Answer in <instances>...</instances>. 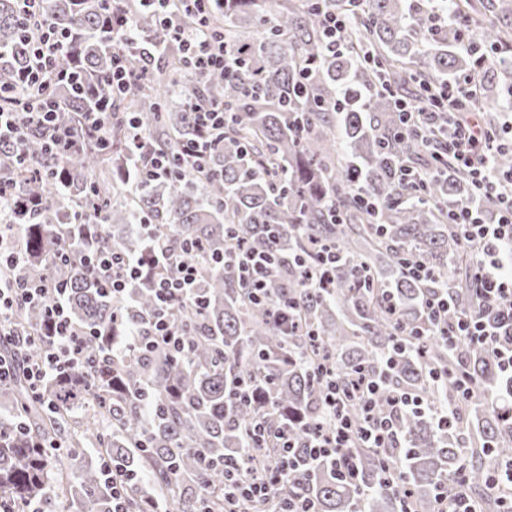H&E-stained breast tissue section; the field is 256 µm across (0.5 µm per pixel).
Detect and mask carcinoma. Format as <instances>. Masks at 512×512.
<instances>
[{"instance_id": "obj_1", "label": "carcinoma", "mask_w": 512, "mask_h": 512, "mask_svg": "<svg viewBox=\"0 0 512 512\" xmlns=\"http://www.w3.org/2000/svg\"><path fill=\"white\" fill-rule=\"evenodd\" d=\"M121 5L134 23L116 44L103 33L112 0H43L40 8L57 30L71 33L66 62L99 86L110 106L137 113L156 144L196 138L194 112L208 99L230 110L224 144L209 154L207 179L185 165L170 180L137 186L131 174L139 157L116 121L109 145L84 142L67 157L62 178L16 177L18 194L42 201L33 216L17 215L12 201H0V225L24 223V278L47 277L49 250L61 248L60 212L68 200L83 213L92 240L140 261L145 274L120 308L85 267H56L68 282L70 317L100 336L88 341L89 370L51 380L42 399L33 397L21 371L0 385V399L11 408L0 419V499L43 504L69 498L73 512H112L100 460L73 474L62 464L64 456L97 439L100 452L144 477L128 490L134 509L151 499L171 503L176 512H224V459L239 460L236 475L250 481L267 476L279 457L273 443L252 439L257 423L272 434L289 423L304 427L321 420L315 366L326 356L341 384L392 359L385 392L421 394L430 412L395 415L396 440L386 448L353 439V479L337 471L332 457L311 463L305 434L298 432V465L255 512H279L295 493L311 499L317 512H433L436 496L451 502L463 490L483 498L482 512H501L500 498L486 491L491 472L512 458V382L488 347L449 349L423 306L427 295L448 298L451 324L459 312L480 304L469 274L472 252L451 232L444 211L471 198L473 185L454 166L417 191L398 182L392 161L422 165L426 154L416 141L395 136L401 122L393 98L410 93L417 82L442 84L470 70L474 56L465 27L482 49L507 50L512 32L485 17L512 15V0H438V9L456 21L437 30L424 0H364L348 30L354 49L341 56L324 50L318 7L342 12L345 0H214L210 26L224 36L237 66L200 83L151 9L135 0ZM17 11V0H0L5 90L28 57ZM147 41L175 55L174 74L155 70L112 102L106 79L113 53L121 49L134 62ZM380 74L389 75L391 84L380 86ZM511 84L506 57L481 84L483 109L511 101ZM48 96L59 103L57 121L78 129L88 98L55 85ZM25 153L44 170L54 167L45 141L34 133ZM355 170L363 189L382 202L378 211L358 203ZM147 214L174 243L200 240L215 263L201 273L194 298L173 311L184 353L136 348L110 357L109 349L156 309L149 278L174 272L173 264L153 261L136 227ZM313 239L336 251L331 278L321 288L303 287L305 268L295 262ZM236 241L274 257L259 303L220 263ZM413 262L434 278L407 276L404 266ZM279 310L293 314V335H284ZM9 319L27 345L5 343L4 354L26 366L39 361L41 307L19 305ZM461 380L470 389L466 399L458 392ZM88 403L92 414L70 423L73 410ZM455 407L471 411L485 459L467 461L456 420L441 421ZM51 442L64 448L47 447ZM395 483L405 484L412 497Z\"/></svg>"}]
</instances>
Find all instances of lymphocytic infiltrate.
Listing matches in <instances>:
<instances>
[{"label": "lymphocytic infiltrate", "mask_w": 512, "mask_h": 512, "mask_svg": "<svg viewBox=\"0 0 512 512\" xmlns=\"http://www.w3.org/2000/svg\"><path fill=\"white\" fill-rule=\"evenodd\" d=\"M140 2L155 11L160 25L182 46L196 80L231 68L232 60L224 50L223 38L208 29L207 0ZM18 23L28 41L29 60L25 69L18 73L5 105L0 107V141L13 142L15 155L20 158L24 155L22 145L27 131L38 129L60 163L76 149L79 134H87L98 144H107L111 113L90 106L84 114L82 130L77 133L57 123V103L43 95L46 85L76 81L72 67L61 62L67 37L59 35L43 17L39 0H19ZM157 53V47H149L137 66L123 54L114 53L108 77L113 91H124L145 80ZM491 67V55L478 53L473 71L439 86L421 85L416 100L401 99L396 103L403 114L405 133L434 143L431 151L434 163L428 170L429 175H438L449 162L470 171L476 198L448 208V222L460 242L474 250L477 291L488 302L504 296L512 298V266L501 259L502 254H512V170L504 172L496 165L501 154H512V127L507 125L500 130L487 127L476 109L478 84ZM224 112L223 103L206 102L197 112L196 140L191 145L180 144L167 150L156 148L138 117H128V135L142 158L140 184L172 178L179 164L185 162L200 175H207L209 151L212 145L224 139ZM485 198L496 205L495 221H486L478 206L479 200ZM182 251L186 258L179 262L175 274L152 278L159 312L146 325L128 333L127 345L142 344L149 350L164 348L174 353L183 351V340L173 329L168 313L176 302L190 299L200 275L198 260L203 248L199 242L187 240L182 244ZM57 258L65 265L77 261L92 269L105 293L118 301L124 299L129 282L144 275L139 262L122 257L102 244L82 246L74 254L61 252ZM233 263L240 277L249 282L253 298L261 299L272 270L270 256L242 248L234 254ZM22 303L42 305L46 317L48 343L41 361L28 371L31 391L37 396L48 378L86 367V334L69 316L62 279L51 276L30 281L15 275L9 280H0V343L13 340L14 334L5 319L9 311ZM509 334H512V306L496 311L479 309L462 313L454 327L446 331L448 344L452 347L494 345L499 337ZM318 371L323 381L324 416L322 423L308 431L310 457L315 461L335 457L337 468L351 475L355 473L356 465L347 446L353 435H360L375 448L386 446L393 438L391 417H379L374 413L375 399L386 384L388 370L382 364L375 371L359 374L349 388L336 383L326 366H319ZM355 397L362 401L366 413L360 422L351 421L344 412L346 403ZM294 434L290 427L278 433L277 444L285 454L272 468L269 478L246 482L231 474L225 477L224 500L230 512H249L251 502L274 495L277 484L292 468L293 458L288 451L295 446Z\"/></svg>", "instance_id": "lymphocytic-infiltrate-1"}]
</instances>
